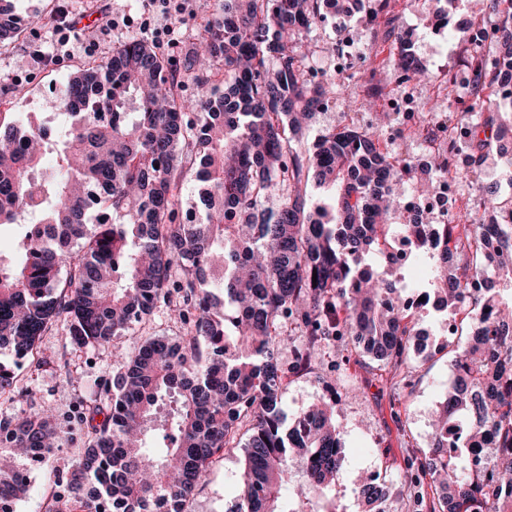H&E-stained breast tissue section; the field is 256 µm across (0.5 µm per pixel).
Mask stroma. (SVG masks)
I'll use <instances>...</instances> for the list:
<instances>
[{
    "mask_svg": "<svg viewBox=\"0 0 512 512\" xmlns=\"http://www.w3.org/2000/svg\"><path fill=\"white\" fill-rule=\"evenodd\" d=\"M146 5V0H17V10L32 16L33 21L18 36L0 44V99L6 100L8 111L45 121L49 118L45 115V97L56 93L60 83L86 63L79 42H69L64 49L58 46L56 20L60 16H67L76 31L86 37L97 34L108 15L127 16V27L102 42L99 57L111 56L114 48L133 38L152 42L164 54L176 57L200 26L216 13V0H193L189 10L171 16L176 33L169 38L144 28ZM435 9L434 0H398L393 12L395 26L397 31L411 33L424 66L450 92V104L440 108V117L448 119L450 125L467 126L473 123L474 115L466 59L475 50L462 23L470 17L471 0H456L450 7L448 31L441 36L432 35L428 28V17ZM386 29V20L381 17L373 31H365L359 13L317 23L306 36L307 70L314 74L332 72V45L344 41L346 32L357 30L361 39L344 42L353 58L351 72L366 79L372 68H380L386 90L407 92L409 85L401 73L387 64L395 40L386 37ZM347 75L337 74L339 93L309 122L297 144L302 153L311 152L319 135L342 124L346 117L368 125L372 111L364 106L357 86ZM49 119L62 127L67 124L65 115L60 113ZM501 167V158L493 153L485 157L479 177H460L459 214H482L478 192L482 181L498 183L501 197L512 199V181L500 179ZM414 314L420 327L429 330L435 339L443 340L445 346L438 352L428 348L413 355L412 391L393 397L387 377L374 375L358 357L341 362L335 349L330 348L321 365L309 375L289 378L283 392L281 407L291 419L327 397L329 387L335 384L358 389L357 398L338 406L336 411L346 448L343 475L336 486L337 504L349 503L352 488L364 471L383 474L388 486L396 487L406 459L429 449L431 414L448 390L454 350L467 341L470 328L459 325L457 333L451 336L445 330V313L425 306L415 309ZM153 337L173 342L183 338L180 325L169 319L165 308L155 309L118 336L116 342L132 353ZM334 363L340 366L335 373L330 370ZM113 370L110 348L73 346L58 325L43 336L37 352L16 369L12 391L0 396V418L50 404L57 410L61 432L45 465L31 473L28 491L17 505L18 512H47L52 480L67 471L85 447L88 426L74 419L72 413L97 403L103 390L112 383ZM243 468V452L217 456L187 503L186 512H231L238 501Z\"/></svg>",
    "mask_w": 512,
    "mask_h": 512,
    "instance_id": "35a3bbf8",
    "label": "stroma"
}]
</instances>
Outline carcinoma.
Listing matches in <instances>:
<instances>
[{"label": "carcinoma", "instance_id": "cac0c4a2", "mask_svg": "<svg viewBox=\"0 0 512 512\" xmlns=\"http://www.w3.org/2000/svg\"><path fill=\"white\" fill-rule=\"evenodd\" d=\"M325 0H219L180 61L132 40L89 61L46 100L71 106L60 137L43 124L0 112V227L21 234L0 255V356L18 365L62 323L70 343L112 347V396L93 406L87 446L57 479L49 512H167L184 505L213 458L242 449V492L231 512H372L389 498L385 481L358 482L336 505L344 458L338 401L323 399L285 425L288 377L307 375L330 345L345 360L393 372L391 390L411 387L410 353L423 350L397 273V244L429 261L435 308L467 318L471 336L452 363L438 404L431 448L407 460L395 512H512V204L482 183L483 216L432 223L410 211L411 194L479 169L486 155L512 153L496 125L500 74L512 72V0H483L496 25L470 40H495L498 58H471L475 126L454 138L448 125L422 124L425 143L448 150L416 158L383 146L355 121L296 148L307 122L339 90L336 77L307 75L303 38L323 21ZM26 19L0 0V44ZM395 64L408 81L433 80L408 36H396ZM190 78L198 98L181 93ZM55 159L52 170L41 162ZM203 186L193 224L179 217L184 171ZM333 191L309 204L310 182ZM276 204L269 207L270 200ZM477 283L479 287L471 288ZM164 305L185 341L148 340L136 353L113 338ZM305 337L288 367L285 337ZM10 364V365H12ZM0 361V396L11 392ZM0 499L27 489L22 471L51 452L54 411L0 419Z\"/></svg>", "mask_w": 512, "mask_h": 512}]
</instances>
